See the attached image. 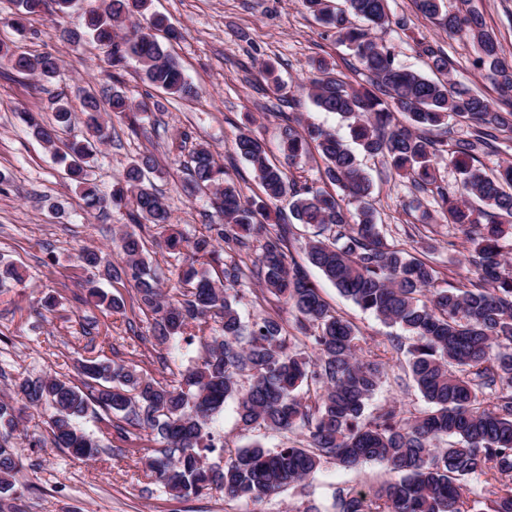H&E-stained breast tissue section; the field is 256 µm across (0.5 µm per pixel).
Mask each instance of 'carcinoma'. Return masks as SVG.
<instances>
[{
	"label": "carcinoma",
	"instance_id": "1",
	"mask_svg": "<svg viewBox=\"0 0 512 512\" xmlns=\"http://www.w3.org/2000/svg\"><path fill=\"white\" fill-rule=\"evenodd\" d=\"M307 10L335 30L360 65L366 81L347 82L325 60L312 64L308 96L321 112L348 121L350 139L364 153L381 155L399 178L420 190L436 191L442 215L460 228L472 245L468 263L477 280L458 288H437V271L425 261L386 244L378 230L371 201L372 180L355 151L338 134L308 124L303 131L285 127L281 151L274 161L263 145L242 133L237 153L249 163L265 198L246 197L224 179V167L206 146L190 155L191 191L214 200L224 223L209 225V234L189 242L190 254L179 274L184 288L167 298L151 273L142 238L134 232L120 237L126 265L114 268L113 280L134 282L139 311L153 317L158 344L199 340L201 355L185 368L157 381L114 360L89 359L79 364V386L67 378L44 375L15 385L0 400V501L17 495V449L8 433L18 425L17 404L49 413L51 441L82 460L99 454L101 445L76 425L75 419L101 409L105 429L131 430L159 437V448L119 449L136 457L145 475L177 498L198 497L213 488L230 499L262 502L291 486H303L325 460L346 469L374 461L401 474L367 491L339 487L336 512H512V270L505 259L502 224L512 223V163L487 169L480 157L494 152L500 137L512 138V55L504 52L496 33L476 9H444V0H415L417 9L439 20L453 38L464 35L473 44L475 65L489 72L500 100L495 102L462 82L448 79V56L426 49L432 76L403 65L392 47L373 38L369 29L391 26L389 0H303ZM13 24L41 13L66 15L74 0H17ZM147 9V0H109L104 11L83 13L82 31L62 37H90L106 49L110 66L120 70L136 60L143 79L176 97L195 88L166 50L163 40L173 30L162 16L144 27L131 21ZM19 74L46 79L59 75L57 58L11 52L0 45ZM111 111L145 112L118 90L108 99ZM53 121L44 123L22 111L19 118L44 144L53 147L59 130L71 125L68 104L57 98ZM89 136L64 144L60 153L68 178L89 208L131 204L130 223L137 227L172 223L166 198L150 174L156 164L142 156L126 167L123 179L106 192L89 179V163L106 139L100 102L84 99ZM407 123L394 122L395 114ZM462 122L466 136L447 144L425 133ZM315 146L324 162L322 177L342 198L357 203L359 221L349 223L340 199L308 182L288 176V168ZM448 161L459 174L455 192L438 183L439 164ZM290 198V213L315 228L306 243L309 262L338 291L383 323L412 336L408 372L428 410L403 417L393 405L367 418V402L375 394L384 365L358 349L357 329L330 308L317 285L299 266L288 262V225L266 233L261 244V294H270L297 313L296 330L307 336L314 355L299 350L287 335L279 314L268 313L242 324L237 309L243 272L227 264L217 242L243 251L271 218V205ZM221 268L215 280L196 267L200 258ZM88 298L112 309L124 302L108 296L91 279ZM220 326L222 334L206 330ZM197 333L188 332L189 328ZM250 377L248 387L240 377ZM236 402L245 427L264 426L283 436L295 434L273 450L261 445L228 451L216 442L210 425L224 404ZM125 425H112V417ZM448 441V447L438 445ZM218 453L216 461L210 455Z\"/></svg>",
	"mask_w": 512,
	"mask_h": 512
}]
</instances>
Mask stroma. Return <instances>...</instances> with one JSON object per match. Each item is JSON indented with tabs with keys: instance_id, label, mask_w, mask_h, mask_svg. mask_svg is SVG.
I'll list each match as a JSON object with an SVG mask.
<instances>
[{
	"instance_id": "stroma-1",
	"label": "stroma",
	"mask_w": 512,
	"mask_h": 512,
	"mask_svg": "<svg viewBox=\"0 0 512 512\" xmlns=\"http://www.w3.org/2000/svg\"><path fill=\"white\" fill-rule=\"evenodd\" d=\"M107 2L79 0L77 10L32 17L19 31L11 25L16 11L12 0H0V42L31 55L52 54L59 58L61 72L47 83L34 75H17L0 59V395L10 393L22 379L45 374L82 384L76 366L85 359L114 360L161 381L200 351L196 343L156 344L151 317L130 305L132 284L107 277V267L124 264L119 238L130 229L126 209L115 208L105 216L85 211L53 149L28 134L15 118L16 111L26 110L51 119L52 100L58 95L66 96L78 113L86 93L101 100L110 94L111 67L105 50L89 40L70 42L58 33L59 28L77 26L82 10L101 9ZM153 8L172 23L174 36L167 48L199 94L191 99L167 95L143 80L136 62H129L121 88L134 102H147L150 109L142 113V129L137 133L130 130L126 115L104 112L109 136L99 147L91 177L101 190H109L132 159L153 155L158 164L154 182L166 196L177 230L191 240L220 221L210 204L183 191L186 163L195 146L208 145L227 179L246 196L261 197L259 182L236 152L237 136L250 133L271 154H278L285 110L303 123L348 135L345 121L337 114L317 111L300 82L315 60H327L347 74L353 60L302 0H153ZM390 9L397 25L378 31L377 36L395 46L401 63L426 70L423 46L441 48L449 56L452 80L497 98L487 71L473 64L475 52L468 40L448 38L435 20L418 11L415 0H390ZM267 62L281 76L282 91L265 80L262 66ZM364 165L374 181L373 199L384 241L424 256L436 268L440 287L459 285L469 274L464 234L438 217L432 194L414 190L392 174L382 158H366ZM54 204L61 207V215L51 212ZM310 234V228L292 224L289 257L305 267L324 299L356 326L366 358L385 365L369 412L394 405L403 416L419 414L426 403L406 374L407 354L392 347L399 328L360 310L310 265L305 251ZM141 237L163 291L174 295L179 263L165 247L164 231L146 226ZM86 248L100 251L104 258V268L96 272L97 285L122 297L125 309L116 312L87 301L86 274L77 260ZM260 253L255 241L242 256L245 277L239 313L249 323L275 310L285 328H293L294 312L275 298L258 296ZM9 266L18 268L20 279L2 276V269ZM78 424L102 439V450L94 460H79L52 447L45 411L32 407L22 411L10 437L21 461L16 474L17 512H300L310 504L319 512H333L337 487L365 490L395 478L375 462L349 470L328 460L304 490L290 488L260 503L227 499L219 488L200 497L175 499L144 476L137 459L117 455L122 441L104 433L97 415L87 414ZM213 429L229 449L255 443L275 448L283 442L275 432L243 428L232 401L225 404Z\"/></svg>"
}]
</instances>
